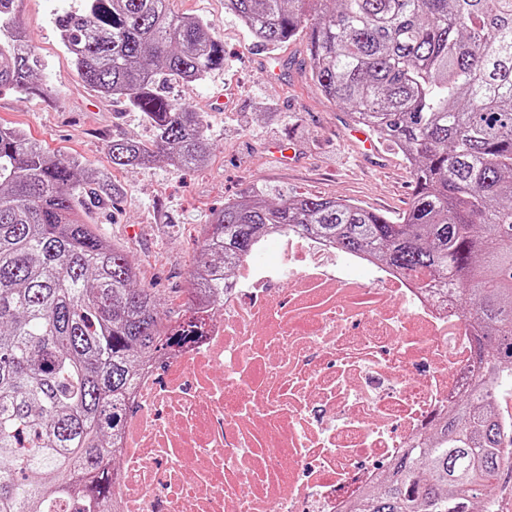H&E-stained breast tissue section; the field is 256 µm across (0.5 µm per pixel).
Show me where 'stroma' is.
<instances>
[{"instance_id": "35a3bbf8", "label": "stroma", "mask_w": 512, "mask_h": 512, "mask_svg": "<svg viewBox=\"0 0 512 512\" xmlns=\"http://www.w3.org/2000/svg\"><path fill=\"white\" fill-rule=\"evenodd\" d=\"M81 0H15L14 28L45 63L38 92L0 91V123L20 128L49 149L110 169L111 140H149L151 127L124 100L102 98L79 79L52 17ZM176 14L202 18L224 42V67L196 83H176L170 95L203 113L212 153L204 166L164 164L115 172L122 195L94 211L91 223L123 249L139 280L163 308L187 306L189 270L200 229L226 201L263 194L342 198L391 217L405 213L412 182L403 155L380 144L362 157L346 137L349 109L324 97L306 71L304 38L269 51L224 8V0H170ZM293 156L284 164L278 154Z\"/></svg>"}]
</instances>
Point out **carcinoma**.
<instances>
[{
  "mask_svg": "<svg viewBox=\"0 0 512 512\" xmlns=\"http://www.w3.org/2000/svg\"><path fill=\"white\" fill-rule=\"evenodd\" d=\"M226 8L266 48L306 33L314 84L402 152L414 193L395 221L339 198L226 202L204 225L192 296L218 304L224 282L198 270L249 259L278 232L366 254L418 288L452 284L474 331L468 392L347 512H495L512 472V427L495 409L512 378V0ZM53 25L81 81L153 130L110 142L113 168L205 164L204 116L167 88L224 67L214 25L169 0H83ZM40 67L23 35L0 41L1 90L33 92ZM123 191L0 124V512H117L112 463L137 374L202 335L193 313L161 317L124 251L87 221Z\"/></svg>",
  "mask_w": 512,
  "mask_h": 512,
  "instance_id": "obj_1",
  "label": "carcinoma"
}]
</instances>
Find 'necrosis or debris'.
<instances>
[{"label":"necrosis or debris","mask_w":512,"mask_h":512,"mask_svg":"<svg viewBox=\"0 0 512 512\" xmlns=\"http://www.w3.org/2000/svg\"><path fill=\"white\" fill-rule=\"evenodd\" d=\"M238 263L204 336L144 373L117 471L122 512H344L465 388L455 303L289 232ZM288 294H280V282Z\"/></svg>","instance_id":"4bbe7bcc"}]
</instances>
